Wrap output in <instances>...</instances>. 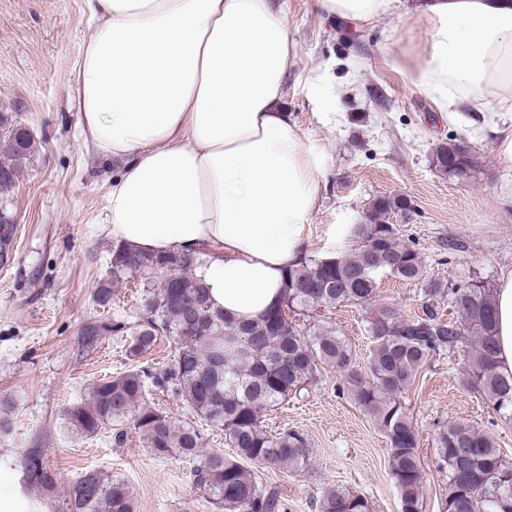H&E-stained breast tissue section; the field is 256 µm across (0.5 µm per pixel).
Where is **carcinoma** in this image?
<instances>
[{"label":"carcinoma","mask_w":512,"mask_h":512,"mask_svg":"<svg viewBox=\"0 0 512 512\" xmlns=\"http://www.w3.org/2000/svg\"><path fill=\"white\" fill-rule=\"evenodd\" d=\"M0 150L10 163L0 165V198L8 197L18 170L33 150L25 127L0 115ZM436 169L454 177L476 171L463 139L450 138L433 151ZM398 197L380 196L366 223L350 228L356 245L334 258L304 256L291 266L276 310L242 322L213 306L202 279L199 257L159 254L112 244V281L144 276L138 320L98 321L89 335H127L130 360L164 338L174 344L168 361L156 370L131 369L93 384L85 402L65 410L77 434L92 437L109 430L123 446L127 430L139 436L154 456L195 460L194 486L220 512H280L279 491L260 487V470L297 473L311 460L307 436L291 430L273 435L262 418L274 407L299 399L332 367L342 373L338 394L369 415L389 442L388 471L401 512H423L424 470L419 434L401 398L436 356L460 354L465 361L458 386L487 398L497 412L512 417V373L499 368L494 285L471 277L465 283L429 278L420 253L401 240L390 215L404 212ZM16 225L0 223V265L8 261ZM421 285L420 310L400 318L376 304L366 317L370 340L364 366L355 362L346 337L312 321L308 309L328 312L376 300L383 278ZM457 314L445 317L446 310ZM166 390L208 426L224 432L232 454L203 452V437L189 422L178 423L149 404V387ZM15 402L0 399V434L11 430ZM439 467L445 472L444 512H512V463L488 433L466 423H451L437 440ZM23 481L49 487L54 478L40 451H28ZM320 512H370L369 502L345 488H329ZM67 512H136L128 484L100 470H87L69 490Z\"/></svg>","instance_id":"1"}]
</instances>
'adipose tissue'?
<instances>
[{
	"instance_id": "1",
	"label": "adipose tissue",
	"mask_w": 512,
	"mask_h": 512,
	"mask_svg": "<svg viewBox=\"0 0 512 512\" xmlns=\"http://www.w3.org/2000/svg\"><path fill=\"white\" fill-rule=\"evenodd\" d=\"M76 68L85 144L122 165L106 222L144 252L199 255L215 306L251 320L307 248L324 150L283 99L293 64L284 0H84ZM334 19L424 27L411 83L438 112H512V0H316ZM512 372V269L496 290Z\"/></svg>"
}]
</instances>
